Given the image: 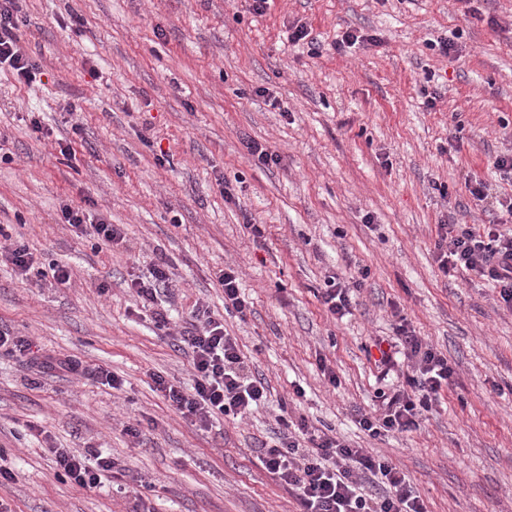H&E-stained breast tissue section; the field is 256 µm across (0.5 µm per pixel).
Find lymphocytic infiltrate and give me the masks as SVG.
Instances as JSON below:
<instances>
[{"label":"lymphocytic infiltrate","instance_id":"f902f5d3","mask_svg":"<svg viewBox=\"0 0 512 512\" xmlns=\"http://www.w3.org/2000/svg\"><path fill=\"white\" fill-rule=\"evenodd\" d=\"M19 0H0V68H9L18 80L32 83L37 66L18 35ZM506 216L492 224H442L438 227L436 262L443 275L464 269L491 281L500 299L512 306V200L500 204ZM62 220L75 231H92L98 243H124L123 225L91 219L79 205L66 204ZM194 328L177 339L192 361L193 384L183 387L158 372H150L152 389L182 418L201 430L225 417L243 419L263 407L269 395L262 375L252 373L237 340L207 307L193 311ZM397 351H382L378 366L389 368L404 359L412 373L385 405L382 414H360L361 429L371 438L416 429L424 411L438 401L451 383L448 359L410 328L406 320L395 327ZM280 433L262 443V466L295 495L304 512H426L407 475L388 461L352 447L336 435L310 431L305 422L279 417ZM58 477L92 490L102 473L113 471L111 457L94 458L67 448L53 449Z\"/></svg>","mask_w":512,"mask_h":512}]
</instances>
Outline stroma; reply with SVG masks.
<instances>
[{
  "label": "stroma",
  "mask_w": 512,
  "mask_h": 512,
  "mask_svg": "<svg viewBox=\"0 0 512 512\" xmlns=\"http://www.w3.org/2000/svg\"><path fill=\"white\" fill-rule=\"evenodd\" d=\"M21 6L18 36L39 71L32 86L0 71L10 156L0 227L36 267L68 265L73 278L35 285L0 265V328L32 343L25 357L0 355V463L14 474L0 503L132 512L112 477L91 491L56 478L52 449L92 448L118 462V480L141 487L151 512H302L257 458L284 412L402 469L427 512H512V308L491 282L444 276L435 260L438 225L499 216L469 180L512 197L493 167L512 153V0H270L261 15L247 0ZM300 23L315 45L288 44ZM349 29L366 43L337 51ZM444 38L455 45L447 55L436 46ZM247 137L281 163L248 159ZM72 201L124 225L125 243L100 249L63 224ZM251 222L264 225L261 242ZM162 260L172 284L144 306L129 284L150 281ZM228 264L251 302L243 318L225 312L215 278ZM361 268L369 276L350 314L334 318L320 297L326 277ZM199 302L270 386L250 419L207 432L148 377L190 386L189 354L173 336L191 329ZM157 310L169 331L156 328ZM402 317L454 374L417 429L373 439L359 412L410 369L401 361L381 375L366 349L393 338ZM47 354L80 359L88 373L44 369ZM100 366L124 391L92 378Z\"/></svg>",
  "instance_id": "1"
}]
</instances>
